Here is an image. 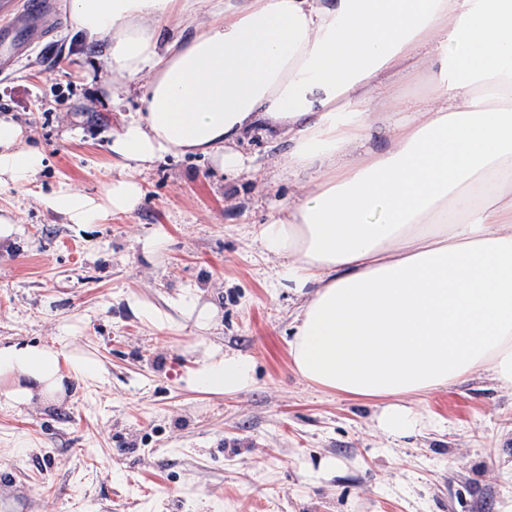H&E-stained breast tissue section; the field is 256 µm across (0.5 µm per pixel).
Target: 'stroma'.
<instances>
[{
  "mask_svg": "<svg viewBox=\"0 0 512 512\" xmlns=\"http://www.w3.org/2000/svg\"><path fill=\"white\" fill-rule=\"evenodd\" d=\"M104 45L80 48L69 22L0 72V114L26 131L44 165L25 187L0 186L21 225L0 245V340L74 347L105 368L58 404L0 406V512H501L512 500V385L477 373L405 403L432 426L400 440L381 405L326 392L293 368L288 343L303 295L275 284L279 258L256 225L303 196L283 169L286 136L264 124L236 145L248 169L168 154L120 168L109 136L143 111L113 104ZM80 138H69L73 128ZM144 191L106 224H68L43 202L59 184L97 194L120 171ZM169 237L155 262L141 242ZM197 286L220 319L205 339L251 357L255 381L231 396L190 391V328L158 329L127 311Z\"/></svg>",
  "mask_w": 512,
  "mask_h": 512,
  "instance_id": "35a3bbf8",
  "label": "stroma"
}]
</instances>
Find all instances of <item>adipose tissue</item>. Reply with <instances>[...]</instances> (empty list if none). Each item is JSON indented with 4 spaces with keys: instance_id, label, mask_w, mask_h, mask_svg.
I'll return each instance as SVG.
<instances>
[{
    "instance_id": "1",
    "label": "adipose tissue",
    "mask_w": 512,
    "mask_h": 512,
    "mask_svg": "<svg viewBox=\"0 0 512 512\" xmlns=\"http://www.w3.org/2000/svg\"><path fill=\"white\" fill-rule=\"evenodd\" d=\"M191 5L70 0L79 41L107 46L113 100L143 89L113 158L191 153L237 171L247 129L284 130L285 165L313 171L312 187L254 236L282 258L279 285L308 293L289 344L296 372L382 402L378 426L394 439L421 425L403 398L479 371L512 385V0H226L202 23ZM171 19L184 31L164 34ZM414 72L425 88L404 95L398 81ZM24 137L0 117V186L28 185L43 165ZM142 197L124 175L97 196L59 184L45 204L66 223L102 224ZM126 304L145 324L181 320L198 334L218 316L191 287L164 307L134 294ZM73 334L65 322L48 344L0 342V403L59 401L70 383L101 379V361L69 347ZM185 382L231 395L253 384L254 365L210 344Z\"/></svg>"
}]
</instances>
